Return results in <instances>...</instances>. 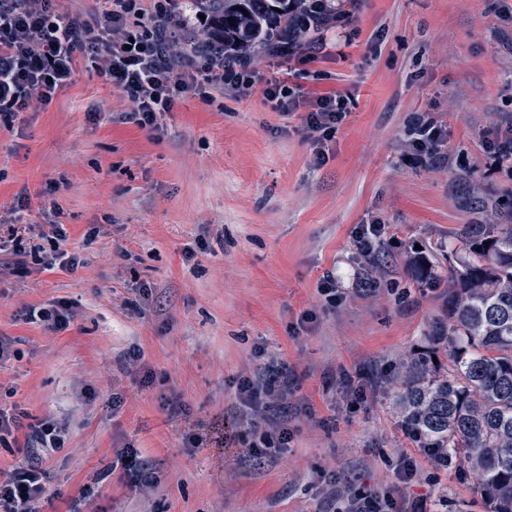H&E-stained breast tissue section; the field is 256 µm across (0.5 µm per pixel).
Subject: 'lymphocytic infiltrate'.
I'll return each instance as SVG.
<instances>
[{"label":"lymphocytic infiltrate","mask_w":512,"mask_h":512,"mask_svg":"<svg viewBox=\"0 0 512 512\" xmlns=\"http://www.w3.org/2000/svg\"><path fill=\"white\" fill-rule=\"evenodd\" d=\"M58 0H0V123L33 107H48L73 80L77 61L87 58L126 98V122L158 135L160 115L173 111L187 96L213 101L231 89L247 96L260 91L274 111L297 113L302 129L320 147L331 141L347 116L341 94L309 96L287 77L263 78L249 56L236 45H225L219 17L199 16L194 0H95L94 9L60 10ZM348 0H302L290 4L293 22L284 37L287 57L304 65L340 44L350 23ZM447 134L442 123L421 114L406 126V154L413 165L444 163ZM14 265L26 261L44 269L76 271L79 254L68 252L63 224H45L35 236L22 233L19 220L7 222ZM293 384L284 363L269 362L260 374L242 378L239 398L254 413L267 414L263 427L250 439L230 436L244 445L255 462L282 455L292 439L288 407L282 399ZM23 433L28 460L0 468V512H40L46 492L43 454L62 447V430L53 421L31 422L25 411L0 412V443ZM396 492L367 491L345 496L332 512H413Z\"/></svg>","instance_id":"lymphocytic-infiltrate-1"}]
</instances>
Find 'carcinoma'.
<instances>
[{
	"instance_id": "carcinoma-1",
	"label": "carcinoma",
	"mask_w": 512,
	"mask_h": 512,
	"mask_svg": "<svg viewBox=\"0 0 512 512\" xmlns=\"http://www.w3.org/2000/svg\"><path fill=\"white\" fill-rule=\"evenodd\" d=\"M200 2L223 16L224 40L249 55L288 27V0ZM486 209L495 223L464 224L455 234L460 258L448 278V315L426 333L430 350L405 362L392 383L405 431L423 448L444 449L448 462H463L489 512H512V208L489 194ZM433 260V252L410 258L417 282L436 277ZM440 351L446 366L432 361Z\"/></svg>"
}]
</instances>
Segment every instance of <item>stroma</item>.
Listing matches in <instances>:
<instances>
[{
    "instance_id": "obj_1",
    "label": "stroma",
    "mask_w": 512,
    "mask_h": 512,
    "mask_svg": "<svg viewBox=\"0 0 512 512\" xmlns=\"http://www.w3.org/2000/svg\"><path fill=\"white\" fill-rule=\"evenodd\" d=\"M500 0H363L342 54L311 63L321 79L304 90L347 94L348 115L316 163L301 118L271 111L260 93L186 97L164 114L160 139L118 122L130 104L80 60L48 108L0 129V213L21 191L42 194L60 219L75 273L29 265L0 275V409L20 408L65 428L47 461L41 512H69L83 485L101 477L94 512H326L328 474L337 490L383 491L398 483L403 455L416 462L406 497L426 512H487L457 465L428 458L398 423L390 377L428 346L425 332L448 309L446 253L435 287L409 266L413 245L447 244L481 224V204L458 207L459 179L488 191L512 186L482 149L492 126L512 121V20ZM448 131V161L402 159L414 113ZM391 226L375 290L336 306L317 291L326 272L347 276L357 227ZM100 234L91 246L90 226ZM149 289L145 315L132 302ZM72 304L63 331L25 322V306ZM313 311L308 331L293 335ZM265 346L296 377L290 454L264 466L220 450L221 431L249 433L237 380L253 375ZM153 380L142 385L144 370ZM372 385L353 405L345 376ZM119 394L123 403L107 401ZM181 410L171 414L169 403ZM202 438L189 448L187 435ZM134 446L157 463L158 486L132 491L113 451Z\"/></svg>"
}]
</instances>
